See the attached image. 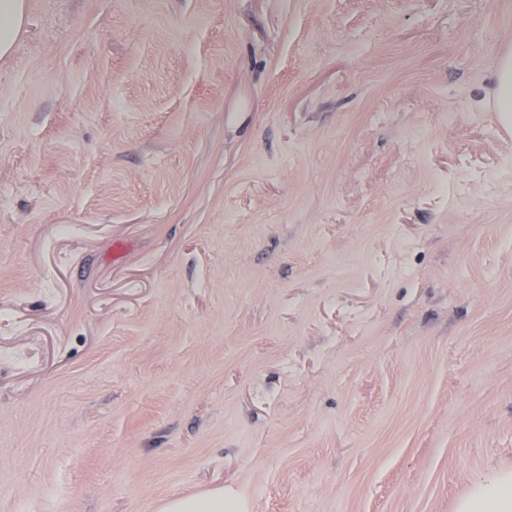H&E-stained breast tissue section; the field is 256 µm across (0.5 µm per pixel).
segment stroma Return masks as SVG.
I'll return each instance as SVG.
<instances>
[{
  "instance_id": "obj_1",
  "label": "stroma",
  "mask_w": 512,
  "mask_h": 512,
  "mask_svg": "<svg viewBox=\"0 0 512 512\" xmlns=\"http://www.w3.org/2000/svg\"><path fill=\"white\" fill-rule=\"evenodd\" d=\"M512 0H28L0 59V512H454L512 467ZM495 110L500 125L512 130V50L505 49L493 64ZM158 512H248V502L233 488L215 486L191 495L163 499Z\"/></svg>"
}]
</instances>
